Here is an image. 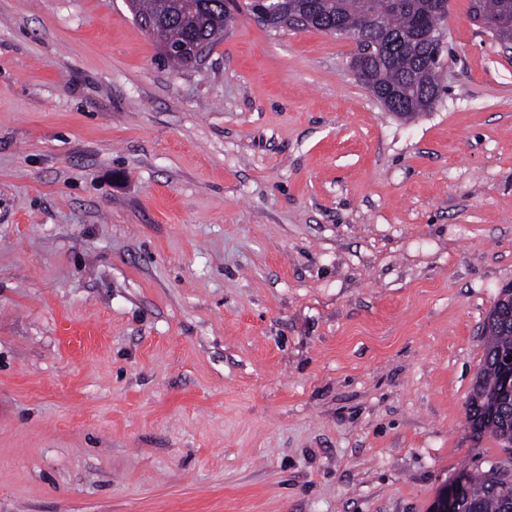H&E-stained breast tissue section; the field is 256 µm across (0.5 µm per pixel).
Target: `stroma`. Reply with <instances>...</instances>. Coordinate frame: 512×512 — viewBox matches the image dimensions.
Instances as JSON below:
<instances>
[{
  "instance_id": "obj_1",
  "label": "stroma",
  "mask_w": 512,
  "mask_h": 512,
  "mask_svg": "<svg viewBox=\"0 0 512 512\" xmlns=\"http://www.w3.org/2000/svg\"><path fill=\"white\" fill-rule=\"evenodd\" d=\"M451 0L406 120L248 13L0 0V512H432L512 285V49ZM136 22L150 36L151 28L164 21V41L170 47L189 37L203 44L201 61L224 36V27L234 19L237 5L230 0H128Z\"/></svg>"
}]
</instances>
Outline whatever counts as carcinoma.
Returning <instances> with one entry per match:
<instances>
[{"label":"carcinoma","mask_w":512,"mask_h":512,"mask_svg":"<svg viewBox=\"0 0 512 512\" xmlns=\"http://www.w3.org/2000/svg\"><path fill=\"white\" fill-rule=\"evenodd\" d=\"M129 10L142 29L149 32L159 22L166 45L175 47L190 37L203 45L208 55L234 19L237 5L230 0H128ZM309 0H288L287 9L276 18L260 21L272 29H302L295 19ZM326 18L340 22L347 37L357 43L356 58L367 71L362 83L377 100L395 88L401 94L399 111L409 115L430 112L441 92L443 52L442 26L445 14L435 0H402L390 10L386 0H318ZM472 16L483 15L496 25L512 18V0H472ZM512 348V288L501 290L485 324L483 364L469 398L468 421L475 431L488 432L502 443L512 442V396L500 400L493 418L480 414L477 399L498 384L496 355ZM464 512H512V461L493 464L486 471L464 470L457 478Z\"/></svg>","instance_id":"obj_1"}]
</instances>
